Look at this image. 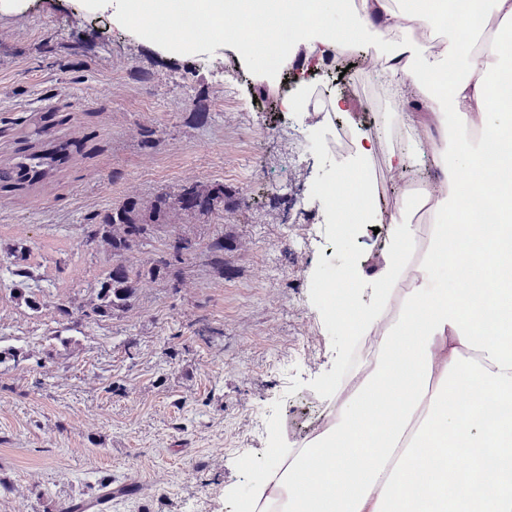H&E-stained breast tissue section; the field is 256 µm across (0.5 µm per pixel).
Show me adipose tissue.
<instances>
[{
  "mask_svg": "<svg viewBox=\"0 0 512 512\" xmlns=\"http://www.w3.org/2000/svg\"><path fill=\"white\" fill-rule=\"evenodd\" d=\"M295 40L309 51L375 52L397 96L425 98L428 119L383 113L341 167V204L329 224H378L372 160L392 170L427 161L441 172L422 204L429 258L408 264L420 232L414 211L392 232L370 277L348 264L335 292L352 335L376 337L371 373L351 393H330L324 429L283 452L256 486L248 512H512V0H468L490 28L480 47L448 28L447 0H307ZM283 0H265V25L224 26L219 46L242 47L249 67L293 60L272 40ZM407 133L398 147L395 126ZM467 264L455 287L435 271ZM372 290L368 307L356 292ZM472 384L478 400L459 397Z\"/></svg>",
  "mask_w": 512,
  "mask_h": 512,
  "instance_id": "obj_1",
  "label": "adipose tissue"
}]
</instances>
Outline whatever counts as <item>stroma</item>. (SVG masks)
<instances>
[{
	"label": "stroma",
	"mask_w": 512,
	"mask_h": 512,
	"mask_svg": "<svg viewBox=\"0 0 512 512\" xmlns=\"http://www.w3.org/2000/svg\"><path fill=\"white\" fill-rule=\"evenodd\" d=\"M234 54H170L100 0H0V167L85 141L44 181L0 188V240L27 238L47 300L34 315L0 290V349L20 353L0 364V512L91 501L104 479L127 492L92 512H239L304 440L297 403L328 407L354 342L323 287L349 261L377 267L389 236L307 218L323 215L315 188L344 160L330 149L337 128L360 134L375 115L340 79L327 88L349 101L336 120L279 110L280 85L261 93L256 70L218 82ZM188 179L237 193L230 211L178 226L202 244L230 235L233 276L216 279L200 250L179 264L180 287L158 281L127 313L65 330L56 304L109 264L83 247L82 225Z\"/></svg>",
	"instance_id": "obj_1"
}]
</instances>
